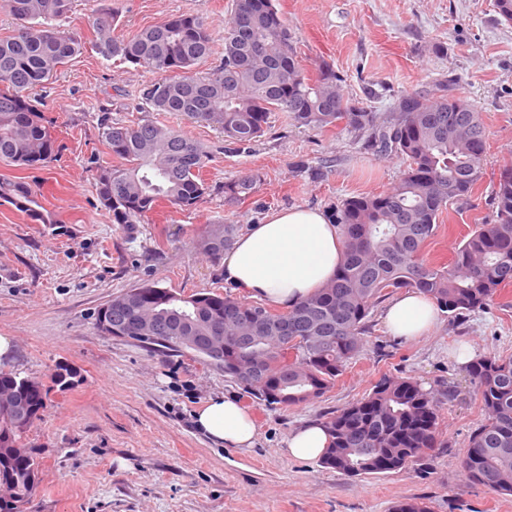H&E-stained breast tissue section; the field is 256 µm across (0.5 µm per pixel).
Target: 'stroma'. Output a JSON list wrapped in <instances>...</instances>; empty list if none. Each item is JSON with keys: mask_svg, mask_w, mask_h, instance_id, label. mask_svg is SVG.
Wrapping results in <instances>:
<instances>
[{"mask_svg": "<svg viewBox=\"0 0 512 512\" xmlns=\"http://www.w3.org/2000/svg\"><path fill=\"white\" fill-rule=\"evenodd\" d=\"M117 34L182 14L207 17L212 52H224V24L233 0H116ZM298 58L316 73L329 64L346 96L380 117L406 92L439 95L441 87L479 112L485 132L483 177L471 197L449 205L423 257L447 263L464 236L491 214L490 198L512 166V24L494 0H277ZM154 73L102 59L94 51L60 67L38 107L53 119L60 146L38 168L0 164V179H22L55 223L43 224L0 205V335L15 349L0 371L49 380L56 365L76 378L51 392L26 441L42 451L41 486L32 512H388L393 501L422 498L433 512H512L502 497L469 482L459 459L483 421L461 352L512 355V284L486 309L455 321L440 313L422 340L388 333L376 304L365 351L321 398L288 408L267 406L223 370L190 354L155 352L106 336L97 310L144 283L189 296L228 294L221 260L198 244L209 225L246 228L293 206L335 215L345 199L382 192L406 167L377 152L363 134L313 131L286 113H272L264 134L246 151L224 149L214 127L164 112L151 120L180 130L211 153L208 192L192 209L160 204L129 228L112 221L97 195L94 167L115 162L98 132L100 106L112 121L141 116V91ZM259 175L256 191L224 200V182ZM384 374L410 377L433 390L446 448L412 467L350 478L320 461L289 458L294 429L348 406ZM232 394L254 415L253 447L227 448L197 432L192 414L216 395Z\"/></svg>", "mask_w": 512, "mask_h": 512, "instance_id": "35a3bbf8", "label": "stroma"}]
</instances>
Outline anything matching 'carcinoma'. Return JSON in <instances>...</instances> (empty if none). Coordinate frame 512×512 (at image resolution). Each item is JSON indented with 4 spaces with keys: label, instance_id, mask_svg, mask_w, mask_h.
Masks as SVG:
<instances>
[{
    "label": "carcinoma",
    "instance_id": "1",
    "mask_svg": "<svg viewBox=\"0 0 512 512\" xmlns=\"http://www.w3.org/2000/svg\"><path fill=\"white\" fill-rule=\"evenodd\" d=\"M72 0H0L15 20L13 34L0 38V163L34 167L51 158L56 140L52 122L32 104L28 92L45 87L60 67L82 53L80 33L58 21L71 12ZM118 12L97 9L91 49L107 61L130 63L161 74L142 91L147 112H178L186 119L224 133L233 148L246 149L264 131L270 113L285 112L312 130L343 123L368 133L381 153L407 163L390 190L351 197L336 223L346 240L345 261L325 287L276 316L261 304L229 296H183L154 283L137 287L138 298L156 316L157 338L138 343L187 352L212 364L210 357L174 341L181 334L224 335V376L236 379L246 364L247 393L268 404L292 407L322 397L364 351L365 336L377 302L413 288L451 317L461 319L484 309L512 283V167L505 168L492 194V219L461 241L448 264L421 257L439 230L448 205L471 195L482 177L485 135L470 105L462 99L408 92L399 99L395 121L351 102L341 78L329 65L311 77L297 62L291 33L275 0H234L224 28V56L204 74L196 65L211 52V29L199 15H180L147 27L131 38L115 34ZM99 134L119 164L97 168L96 189L115 224H138L160 201L181 210L193 207L209 190L203 169L210 155L183 133L151 121L114 123L101 109ZM259 179L244 174L224 183V199L249 197ZM9 204L44 224L55 220L38 211L36 195L22 181L0 182V205ZM238 228L213 224L200 241L202 252L217 258L233 245ZM137 311L112 309L109 335H136ZM298 339L288 370L274 365L285 340ZM485 422L474 430L460 459L466 478L505 497L512 496V356L480 357L470 366ZM75 372L64 365L51 375L63 392ZM13 390L28 412L26 422L0 408V512H28L37 496L42 457L24 437L41 419L47 388L26 377L0 373V387ZM329 442L320 463L350 477L399 472L437 448L439 415L435 395L410 377L382 376L363 399L322 417ZM391 512H430L421 499L399 500Z\"/></svg>",
    "mask_w": 512,
    "mask_h": 512
}]
</instances>
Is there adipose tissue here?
I'll list each match as a JSON object with an SVG mask.
<instances>
[{"instance_id": "adipose-tissue-1", "label": "adipose tissue", "mask_w": 512, "mask_h": 512, "mask_svg": "<svg viewBox=\"0 0 512 512\" xmlns=\"http://www.w3.org/2000/svg\"><path fill=\"white\" fill-rule=\"evenodd\" d=\"M346 244L339 225L319 209L292 207L269 214L248 227L224 255V281L247 299L288 310L333 279L344 261ZM436 305L414 289H406L385 308V322L396 336L415 340L438 321ZM193 424L215 443L230 448L252 447L258 426L235 397H215L193 414ZM328 434L320 422L291 432L285 442L288 457H321Z\"/></svg>"}]
</instances>
